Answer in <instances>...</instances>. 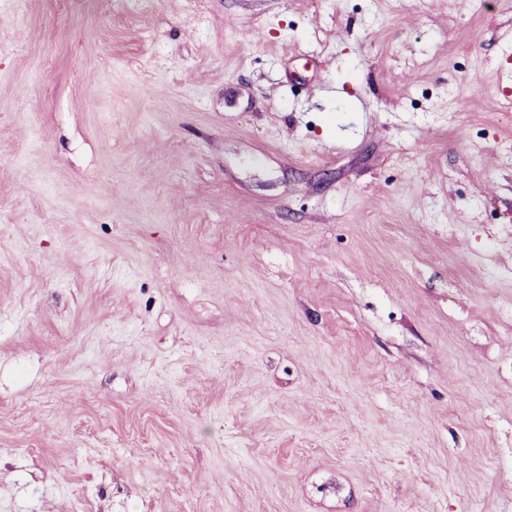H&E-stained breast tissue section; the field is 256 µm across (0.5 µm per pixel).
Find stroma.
Listing matches in <instances>:
<instances>
[{"label": "stroma", "mask_w": 512, "mask_h": 512, "mask_svg": "<svg viewBox=\"0 0 512 512\" xmlns=\"http://www.w3.org/2000/svg\"><path fill=\"white\" fill-rule=\"evenodd\" d=\"M0 512H512V0H0Z\"/></svg>", "instance_id": "35a3bbf8"}]
</instances>
